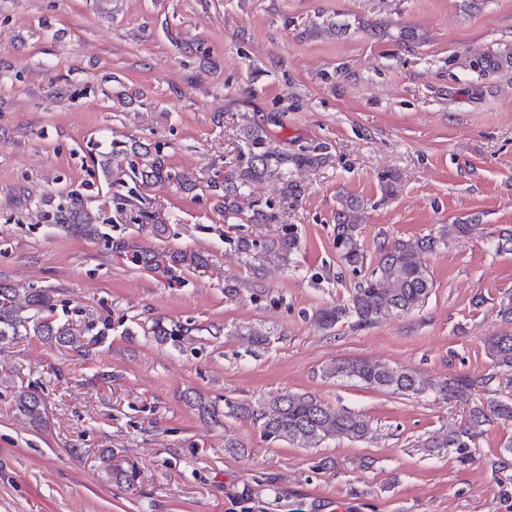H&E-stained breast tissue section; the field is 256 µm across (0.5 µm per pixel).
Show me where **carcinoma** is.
<instances>
[{
  "label": "carcinoma",
  "instance_id": "carcinoma-1",
  "mask_svg": "<svg viewBox=\"0 0 512 512\" xmlns=\"http://www.w3.org/2000/svg\"><path fill=\"white\" fill-rule=\"evenodd\" d=\"M248 157L246 166L224 174V213L237 208L242 186L252 180L275 177L292 163L296 166L313 164L318 157L265 148L261 136L252 130L245 133ZM138 161L129 163L130 171L143 183L173 177L165 167L159 152L132 148ZM362 204L351 198L336 212V245L342 251V259L349 267L364 264V256L355 240ZM72 220L61 227L73 236H91L97 226L91 218L82 215L78 202H72L69 210ZM440 245L434 237L416 243L397 242L382 244L379 260L364 284L355 289L349 303L323 311L317 318L320 328L329 330L345 319L352 318L359 326L375 322L387 312L409 313L422 307L430 297L432 279L425 255ZM130 262L150 269L161 267L171 271L174 267L204 268L208 260L198 253L175 251L159 254L143 249H133ZM58 298L51 288H17L0 280V345L8 344L20 336H41L59 350L72 351L84 357L92 355L94 348L103 343L112 331L109 317L80 310L82 317L56 316ZM191 329L178 326L167 328L161 322L152 327V334L161 342L178 340L190 335ZM492 349L498 364L512 367V336H499L492 341ZM329 376L355 378L367 386L390 389L401 394H418L425 389L423 381L406 369H395L365 360L338 362L326 371ZM11 395L13 408L18 416L35 427L45 423L47 406L38 389L32 385L18 384L14 379L0 377V395L3 390ZM439 393L450 401L466 403L470 400V383L464 377L457 378L439 388ZM224 416L251 419L260 424L267 439L286 441L302 447H317L322 443L347 438L359 440L371 432V424L363 416L345 409L335 408L307 394L288 393L273 398L264 406L254 407L229 399L224 400ZM512 421V400H496L485 406L475 405L469 410V422L461 430L444 436L433 444L435 448H452L468 459L469 448L480 434V427L491 419ZM107 465L100 478L110 483L114 480L127 482L128 473L112 464V456L103 457Z\"/></svg>",
  "mask_w": 512,
  "mask_h": 512
}]
</instances>
